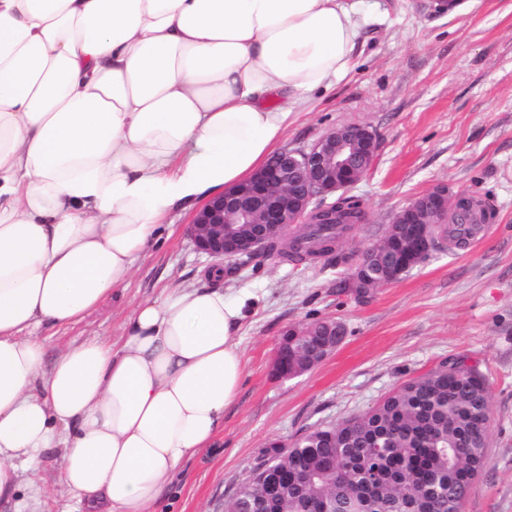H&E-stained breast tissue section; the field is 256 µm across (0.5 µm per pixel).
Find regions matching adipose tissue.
Wrapping results in <instances>:
<instances>
[{
  "mask_svg": "<svg viewBox=\"0 0 512 512\" xmlns=\"http://www.w3.org/2000/svg\"><path fill=\"white\" fill-rule=\"evenodd\" d=\"M361 0H0V503L60 451L103 512H155L244 371L221 287L136 304L44 368L40 327L125 287L167 215L249 180L355 66Z\"/></svg>",
  "mask_w": 512,
  "mask_h": 512,
  "instance_id": "ef3b65f1",
  "label": "adipose tissue"
}]
</instances>
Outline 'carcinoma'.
<instances>
[{
	"mask_svg": "<svg viewBox=\"0 0 512 512\" xmlns=\"http://www.w3.org/2000/svg\"><path fill=\"white\" fill-rule=\"evenodd\" d=\"M485 217L482 201L462 198L448 223L435 229V250L456 236L448 225L461 213ZM355 196L314 215V223L282 256L291 261L328 254L343 264L339 240L361 221ZM378 284L394 280L392 258L362 252ZM486 379L472 368L457 376L446 365L412 378L379 405L336 426L269 448L267 468L255 474L230 508L239 512H317L330 504L354 512H461L486 462L489 435Z\"/></svg>",
	"mask_w": 512,
	"mask_h": 512,
	"instance_id": "carcinoma-1",
	"label": "carcinoma"
}]
</instances>
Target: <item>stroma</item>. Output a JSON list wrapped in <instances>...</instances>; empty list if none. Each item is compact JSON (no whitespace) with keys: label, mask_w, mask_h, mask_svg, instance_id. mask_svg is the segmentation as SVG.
Instances as JSON below:
<instances>
[{"label":"stroma","mask_w":512,"mask_h":512,"mask_svg":"<svg viewBox=\"0 0 512 512\" xmlns=\"http://www.w3.org/2000/svg\"><path fill=\"white\" fill-rule=\"evenodd\" d=\"M362 0L357 65L288 120L285 149L311 146L328 130H371L378 150L351 193L363 223L342 239L359 257L393 215L438 183L490 196L497 218L481 241L435 254L364 304L341 291L349 266L325 256L292 263L263 254L224 272V292L242 303L244 373L217 445L183 462L158 512H224L246 487L269 441L290 442L368 411L405 381L463 357L490 394L486 466L462 512H512V0ZM193 211L168 217L114 298L64 328L38 332L47 359L97 337L118 341L139 301L207 286L212 258L188 236ZM343 322L347 334L315 370L281 380L271 371L288 327ZM48 452L38 489L21 472L27 512H88L57 480Z\"/></svg>","instance_id":"1"}]
</instances>
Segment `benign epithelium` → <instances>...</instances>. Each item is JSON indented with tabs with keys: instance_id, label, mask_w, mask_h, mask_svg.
Returning a JSON list of instances; mask_svg holds the SVG:
<instances>
[{
	"instance_id": "obj_1",
	"label": "benign epithelium",
	"mask_w": 512,
	"mask_h": 512,
	"mask_svg": "<svg viewBox=\"0 0 512 512\" xmlns=\"http://www.w3.org/2000/svg\"><path fill=\"white\" fill-rule=\"evenodd\" d=\"M378 148L368 128L342 125L327 131L306 150L275 154L246 184L211 198L195 215L190 235L195 249L224 261L252 259L277 239L288 246V228L308 223L315 214L314 201L343 199L371 167ZM457 197H448L444 184L435 185L394 214L381 241L371 245L389 251L394 265L410 269L429 260L434 252L428 234L431 224L452 212ZM368 269L360 266L339 283L358 302L367 284ZM302 336L288 329L276 351L275 376L289 378L288 358L301 348L294 346ZM346 336V326L333 321L326 330L306 338L304 346L314 349L313 357L298 372L303 375L330 357Z\"/></svg>"
}]
</instances>
